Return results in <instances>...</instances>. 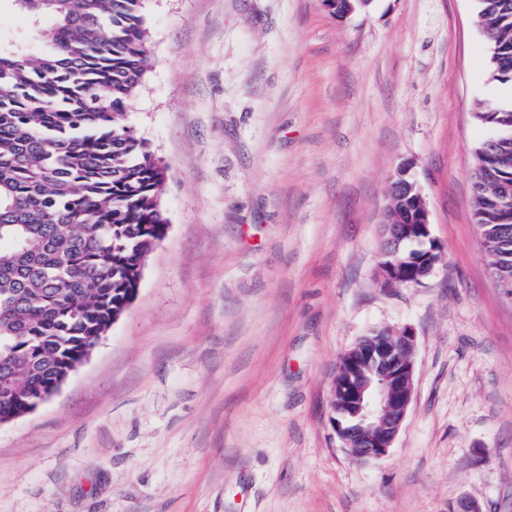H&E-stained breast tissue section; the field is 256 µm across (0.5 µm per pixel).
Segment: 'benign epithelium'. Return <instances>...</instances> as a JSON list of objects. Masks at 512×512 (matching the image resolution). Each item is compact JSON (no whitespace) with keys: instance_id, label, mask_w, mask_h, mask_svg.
Returning <instances> with one entry per match:
<instances>
[{"instance_id":"benign-epithelium-1","label":"benign epithelium","mask_w":512,"mask_h":512,"mask_svg":"<svg viewBox=\"0 0 512 512\" xmlns=\"http://www.w3.org/2000/svg\"><path fill=\"white\" fill-rule=\"evenodd\" d=\"M384 236L390 240L413 239L420 243L430 238L427 203L419 212L388 208L381 214ZM379 280L387 286L405 276V269L395 261L379 265ZM389 338L374 340L362 351L355 346L343 356L346 381L333 388V403L341 411L349 409L361 415L355 428L343 425L342 415L333 419L350 456L357 461L378 459L388 452L398 435L412 402L414 390L416 337L409 327L388 329Z\"/></svg>"}]
</instances>
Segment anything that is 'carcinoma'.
<instances>
[{
    "label": "carcinoma",
    "instance_id": "obj_1",
    "mask_svg": "<svg viewBox=\"0 0 512 512\" xmlns=\"http://www.w3.org/2000/svg\"><path fill=\"white\" fill-rule=\"evenodd\" d=\"M33 56L0 47V421L49 399L134 297L163 238L165 168L124 124L148 68L144 0H14ZM492 79L512 84V0H477ZM473 216L512 288V103L478 110Z\"/></svg>",
    "mask_w": 512,
    "mask_h": 512
}]
</instances>
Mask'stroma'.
Here are the masks:
<instances>
[{"mask_svg":"<svg viewBox=\"0 0 512 512\" xmlns=\"http://www.w3.org/2000/svg\"><path fill=\"white\" fill-rule=\"evenodd\" d=\"M476 0H145L151 67L126 123L165 167L164 237L92 355L0 425V512H512V295L472 219L490 138ZM0 42L31 18L0 0ZM407 167L441 261L382 287L379 220ZM416 334L402 428L351 458L341 355Z\"/></svg>","mask_w":512,"mask_h":512,"instance_id":"1","label":"stroma"}]
</instances>
